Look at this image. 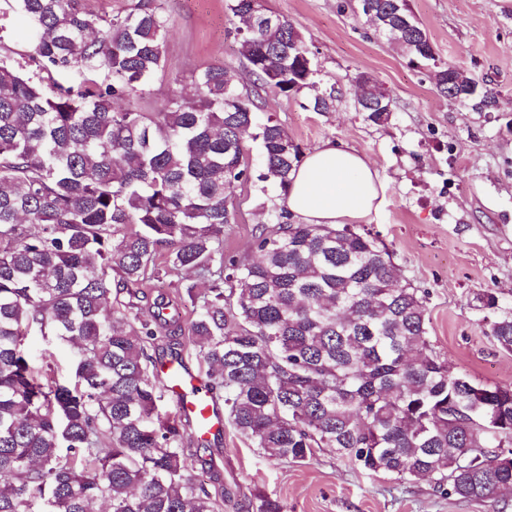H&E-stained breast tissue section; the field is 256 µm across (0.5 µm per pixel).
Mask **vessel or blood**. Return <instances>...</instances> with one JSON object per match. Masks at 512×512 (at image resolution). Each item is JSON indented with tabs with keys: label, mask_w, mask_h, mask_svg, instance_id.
<instances>
[{
	"label": "vessel or blood",
	"mask_w": 512,
	"mask_h": 512,
	"mask_svg": "<svg viewBox=\"0 0 512 512\" xmlns=\"http://www.w3.org/2000/svg\"><path fill=\"white\" fill-rule=\"evenodd\" d=\"M158 374L169 394L175 399L181 416L192 421L200 438L223 433L224 415L214 404L194 370L182 359L160 363Z\"/></svg>",
	"instance_id": "vessel-or-blood-1"
}]
</instances>
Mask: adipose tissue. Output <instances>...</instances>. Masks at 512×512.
<instances>
[{"label":"adipose tissue","instance_id":"1","mask_svg":"<svg viewBox=\"0 0 512 512\" xmlns=\"http://www.w3.org/2000/svg\"><path fill=\"white\" fill-rule=\"evenodd\" d=\"M384 203L385 187L374 165L329 141L304 156L284 200L297 224H366Z\"/></svg>","mask_w":512,"mask_h":512}]
</instances>
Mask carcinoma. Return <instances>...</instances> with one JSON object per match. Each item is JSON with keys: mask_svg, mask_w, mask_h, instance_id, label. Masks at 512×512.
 Returning a JSON list of instances; mask_svg holds the SVG:
<instances>
[{"mask_svg": "<svg viewBox=\"0 0 512 512\" xmlns=\"http://www.w3.org/2000/svg\"><path fill=\"white\" fill-rule=\"evenodd\" d=\"M376 31L413 59L435 53L408 0H364ZM257 91L211 64L158 112L118 108L164 71L168 20L155 0L123 13L79 0H0L25 25L22 60L0 56V512H224L191 475L189 422L162 409L150 353H195L249 447L276 464L319 448L369 473L425 479L442 497L494 507L512 490V386L455 371L429 336L427 292L388 247L348 224L263 226L253 256L224 254L234 192L286 196L300 147L261 122L258 90H317L300 30L262 0H225ZM454 67L435 73L440 96ZM366 112L388 120L374 83ZM475 110L497 105L485 90ZM260 143L263 168L246 161ZM176 301L139 305L159 273ZM190 306L183 317L180 308ZM486 335L512 353V306L488 293ZM45 344L35 359L28 338ZM69 352L59 374L52 348Z\"/></svg>", "mask_w": 512, "mask_h": 512, "instance_id": "obj_1", "label": "carcinoma"}]
</instances>
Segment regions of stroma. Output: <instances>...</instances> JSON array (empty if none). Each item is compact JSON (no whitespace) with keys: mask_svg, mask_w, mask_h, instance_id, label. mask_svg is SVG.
I'll return each instance as SVG.
<instances>
[{"mask_svg":"<svg viewBox=\"0 0 512 512\" xmlns=\"http://www.w3.org/2000/svg\"><path fill=\"white\" fill-rule=\"evenodd\" d=\"M168 19L165 70L138 100L159 111L193 73L221 62L254 78L238 52L236 25L224 0H159ZM290 20L313 54L320 91H334L330 111L310 106L312 91L287 98L261 94L259 117L277 119L303 152L325 141L364 154L385 185V205L367 229L393 253L405 276L428 291L429 336L457 372L487 386L512 385V354L484 333L479 300L494 293L512 306V0H409L434 47L431 61L409 55L367 21L359 0H264ZM465 71L493 88L498 106L477 112L439 96L434 73ZM365 77L393 100L376 124L354 106V84ZM275 189H237L235 223L224 227V252L243 257L260 225L275 224ZM196 481L224 485V512H257L269 496L288 512H491L489 506L436 494L424 481L354 469L328 449L303 463L272 464L225 428L201 450Z\"/></svg>","mask_w":512,"mask_h":512,"instance_id":"stroma-1","label":"stroma"}]
</instances>
